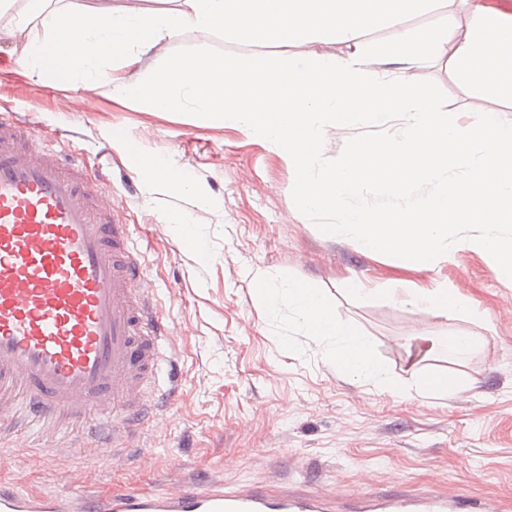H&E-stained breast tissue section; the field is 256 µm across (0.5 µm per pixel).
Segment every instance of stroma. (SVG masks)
Instances as JSON below:
<instances>
[{
  "mask_svg": "<svg viewBox=\"0 0 512 512\" xmlns=\"http://www.w3.org/2000/svg\"><path fill=\"white\" fill-rule=\"evenodd\" d=\"M501 0H442L432 11L368 32L364 43L446 19L466 34L474 5ZM214 47L245 56L343 58L351 49L332 37L288 47L241 43L203 29L175 33L166 51ZM151 52L107 67L111 78L142 81L164 59ZM403 79L434 81L458 127L483 112L512 123V105L478 96L448 60L401 65ZM0 110L24 118L36 134L58 138L80 155L90 178L118 199L121 218L170 329L163 374L178 394L130 441L128 461L90 448L58 465L34 461L0 471L28 493L81 489L90 494L138 488L172 491L219 475L228 485L388 491L433 485L497 500L512 512V279L499 276L481 248L461 244L427 267L363 252L345 236L323 234L294 206V167L258 136L221 120L163 112L112 96L104 87L56 83L16 68L0 70ZM143 157L186 169L192 192L148 177ZM189 220L208 257L180 241ZM291 277L324 294L340 320L369 337L392 375L408 387L394 396L357 381L325 359L289 310L267 315L249 274ZM358 277L372 292L347 294ZM448 287L470 304L447 319L401 304L414 288ZM474 335L484 346L468 362L465 389L422 399L418 373L451 368L447 352L415 354L412 332Z\"/></svg>",
  "mask_w": 512,
  "mask_h": 512,
  "instance_id": "35a3bbf8",
  "label": "stroma"
}]
</instances>
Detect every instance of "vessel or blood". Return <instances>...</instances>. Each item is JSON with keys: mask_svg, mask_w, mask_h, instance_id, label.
<instances>
[{"mask_svg": "<svg viewBox=\"0 0 512 512\" xmlns=\"http://www.w3.org/2000/svg\"><path fill=\"white\" fill-rule=\"evenodd\" d=\"M168 329L108 190L77 156L24 136L0 114V422L22 393L29 421H87L67 454L105 441L115 458L174 392L158 372ZM0 512H494L432 486L318 491L225 488L212 478L172 492L24 493L0 483Z\"/></svg>", "mask_w": 512, "mask_h": 512, "instance_id": "1", "label": "vessel or blood"}]
</instances>
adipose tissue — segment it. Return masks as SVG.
<instances>
[{
  "label": "adipose tissue",
  "instance_id": "ef3b65f1",
  "mask_svg": "<svg viewBox=\"0 0 512 512\" xmlns=\"http://www.w3.org/2000/svg\"><path fill=\"white\" fill-rule=\"evenodd\" d=\"M511 16L507 7L481 6L465 39H458L450 25L435 37L439 52L447 55L465 85L508 101H512V42L504 40L503 30ZM250 283L269 314H277L280 304H287L306 335L325 343L329 361L348 376L393 394H404V386L376 355L371 339L359 334L351 324L340 321L328 299L317 289L291 278L274 281L257 272L252 274ZM401 301L449 318L468 308L464 299L440 287L407 292Z\"/></svg>",
  "mask_w": 512,
  "mask_h": 512
}]
</instances>
